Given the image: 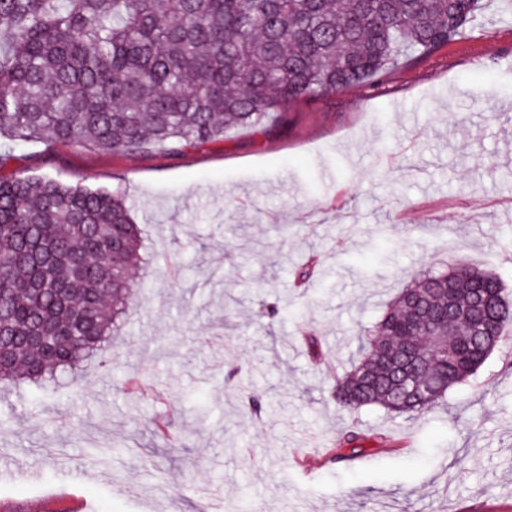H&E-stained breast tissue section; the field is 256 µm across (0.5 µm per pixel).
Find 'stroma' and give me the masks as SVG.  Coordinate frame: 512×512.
Masks as SVG:
<instances>
[{
	"mask_svg": "<svg viewBox=\"0 0 512 512\" xmlns=\"http://www.w3.org/2000/svg\"><path fill=\"white\" fill-rule=\"evenodd\" d=\"M11 168L121 188L156 258L134 273L150 286L110 365L32 406V387L0 391V504L512 512V343L423 415L332 397L359 328L418 273L460 260L512 300V15L497 0L379 85L302 98L180 156L31 144ZM351 426L367 456H326Z\"/></svg>",
	"mask_w": 512,
	"mask_h": 512,
	"instance_id": "35a3bbf8",
	"label": "stroma"
}]
</instances>
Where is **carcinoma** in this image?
I'll use <instances>...</instances> for the list:
<instances>
[{"label": "carcinoma", "instance_id": "obj_1", "mask_svg": "<svg viewBox=\"0 0 512 512\" xmlns=\"http://www.w3.org/2000/svg\"><path fill=\"white\" fill-rule=\"evenodd\" d=\"M480 0H0V385L78 376L112 346L145 240L124 193L5 172L16 148L178 155L258 125L303 97L364 81L463 35ZM512 303L499 279L455 262L402 289L336 405L431 411L494 351ZM351 428L336 461L367 451Z\"/></svg>", "mask_w": 512, "mask_h": 512}]
</instances>
